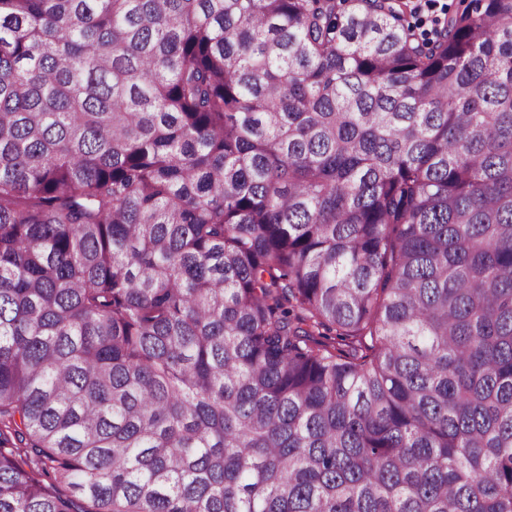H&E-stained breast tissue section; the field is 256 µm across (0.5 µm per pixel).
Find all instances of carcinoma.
<instances>
[{
  "label": "carcinoma",
  "mask_w": 512,
  "mask_h": 512,
  "mask_svg": "<svg viewBox=\"0 0 512 512\" xmlns=\"http://www.w3.org/2000/svg\"><path fill=\"white\" fill-rule=\"evenodd\" d=\"M0 512H512V0H0ZM404 5V0H397L396 1V4H397V8L400 12V14L402 15L404 21L406 23H410V24H413V25H416L418 26V31L420 32H423V33H427V34H432L433 31L431 26L432 27H435V29H439V27L441 26V23H442V17L440 16H443V14L441 13V9L443 10H450V11H454V10H457V9H462L467 3L469 0H466L465 3H463L462 0H437V11L439 13L438 14H434L432 13L430 16H429V22H427L426 18L427 15H429V12H427L426 8H425V11L422 13V15H418V14H413V13H421L424 9V6H427L429 5V1H432V0H412L410 2H414L413 3V6L411 8V13L409 8H407L405 5L402 6V3ZM422 2H424V4H422ZM431 24V25H430Z\"/></svg>",
  "instance_id": "carcinoma-1"
}]
</instances>
